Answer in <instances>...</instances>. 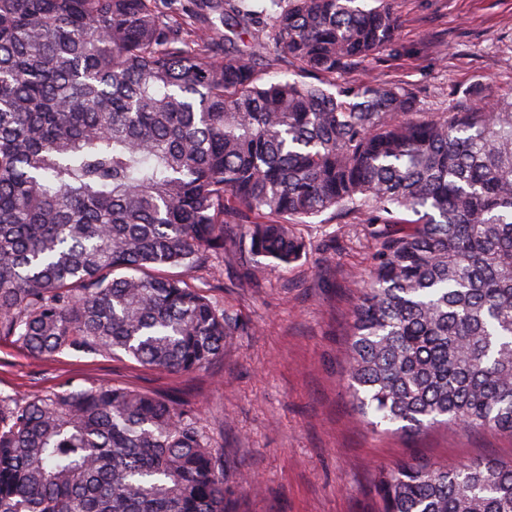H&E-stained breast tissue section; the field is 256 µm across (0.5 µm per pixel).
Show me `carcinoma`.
<instances>
[{"instance_id": "1", "label": "carcinoma", "mask_w": 512, "mask_h": 512, "mask_svg": "<svg viewBox=\"0 0 512 512\" xmlns=\"http://www.w3.org/2000/svg\"><path fill=\"white\" fill-rule=\"evenodd\" d=\"M0 0V334L35 357L178 372L235 322L172 269L228 228L286 270L294 231L376 241L345 372L374 429L512 435V101L426 115L336 82L397 39V0ZM274 46L293 77L270 81ZM314 77L317 82H308ZM382 512H512V460L383 470ZM224 451L173 399L121 386L0 396V512H226Z\"/></svg>"}]
</instances>
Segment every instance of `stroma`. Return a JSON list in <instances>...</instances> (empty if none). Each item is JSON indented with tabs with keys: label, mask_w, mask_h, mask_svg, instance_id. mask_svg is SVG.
<instances>
[{
	"label": "stroma",
	"mask_w": 512,
	"mask_h": 512,
	"mask_svg": "<svg viewBox=\"0 0 512 512\" xmlns=\"http://www.w3.org/2000/svg\"><path fill=\"white\" fill-rule=\"evenodd\" d=\"M396 51L353 80L394 83L421 111H484L512 98V0H398ZM310 245L285 271L240 251L231 228L223 262L190 274L236 318L224 355L176 373L126 357L31 356L0 336V396L109 384L178 393L224 450L227 512H376L380 471L417 457L457 464L512 459V436L441 427L406 437L366 425L344 380L353 288L375 249L356 219L326 213L296 227Z\"/></svg>",
	"instance_id": "1"
}]
</instances>
